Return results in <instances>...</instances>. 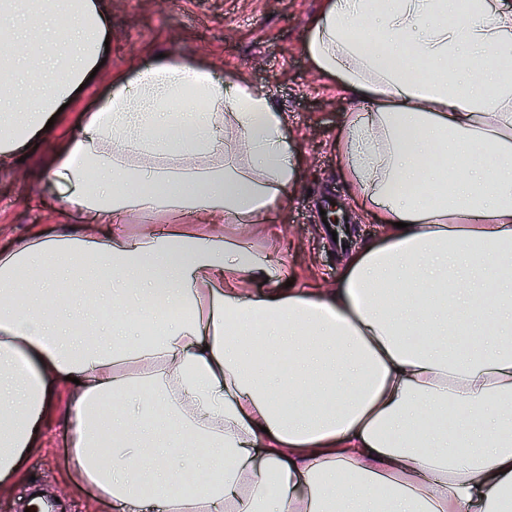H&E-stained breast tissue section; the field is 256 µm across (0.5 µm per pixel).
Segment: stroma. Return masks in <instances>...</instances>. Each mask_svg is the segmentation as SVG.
Masks as SVG:
<instances>
[{"instance_id":"1","label":"stroma","mask_w":512,"mask_h":512,"mask_svg":"<svg viewBox=\"0 0 512 512\" xmlns=\"http://www.w3.org/2000/svg\"><path fill=\"white\" fill-rule=\"evenodd\" d=\"M112 32V52L78 92L79 109L91 112L113 71L149 53L204 66L216 76L243 73L271 103L287 112L285 131L299 156L295 190L266 233L228 224L224 233L279 263L298 286L328 288L351 255L376 241L380 224L360 218L348 204L345 172L336 152L349 101L336 81L321 77L304 50L307 25L322 0H101ZM47 144L25 161L0 168V249L40 224L63 218L39 198ZM65 396L44 415L33 451L17 476L0 483V512H25L33 491L60 502L57 512H112V502L70 479L72 456L63 431Z\"/></svg>"}]
</instances>
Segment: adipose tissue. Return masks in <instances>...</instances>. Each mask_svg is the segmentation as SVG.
I'll return each mask as SVG.
<instances>
[{
  "label": "adipose tissue",
  "mask_w": 512,
  "mask_h": 512,
  "mask_svg": "<svg viewBox=\"0 0 512 512\" xmlns=\"http://www.w3.org/2000/svg\"><path fill=\"white\" fill-rule=\"evenodd\" d=\"M14 20L0 162L110 34L99 0H0ZM305 49L358 103L338 147L381 239L332 290L285 287L221 229L270 223L293 189L286 114L243 76L166 57L113 76L48 159L64 223L0 256V482L71 377L70 476L114 512H500L512 0H323ZM147 212L210 231L118 232Z\"/></svg>",
  "instance_id": "adipose-tissue-1"
}]
</instances>
